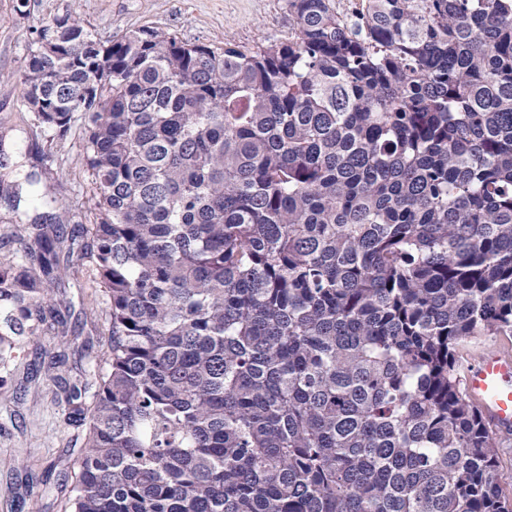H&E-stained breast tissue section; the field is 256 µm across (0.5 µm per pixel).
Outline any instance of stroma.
I'll return each instance as SVG.
<instances>
[{
	"instance_id": "stroma-1",
	"label": "stroma",
	"mask_w": 512,
	"mask_h": 512,
	"mask_svg": "<svg viewBox=\"0 0 512 512\" xmlns=\"http://www.w3.org/2000/svg\"><path fill=\"white\" fill-rule=\"evenodd\" d=\"M29 15L18 14L15 0H0V173L23 186L20 205L0 196V257L12 254L24 225L16 211L31 210L33 191L58 197L66 211V235H81L91 205L77 134L52 145L29 126L25 88L19 74L33 28L71 9L90 23L98 37H117L152 26L181 40L250 48L284 41L291 20L288 0H30ZM39 184H25L27 174ZM71 302L69 324L79 326L71 349L90 343L103 356L108 329L100 280L86 267L73 268L65 279ZM21 353L10 363V382L0 389V512H62L60 483L74 475L86 428L69 422L71 411L46 370L48 352L59 339L50 334L25 336Z\"/></svg>"
}]
</instances>
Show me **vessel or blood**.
Listing matches in <instances>:
<instances>
[{"label": "vessel or blood", "instance_id": "vessel-or-blood-1", "mask_svg": "<svg viewBox=\"0 0 512 512\" xmlns=\"http://www.w3.org/2000/svg\"><path fill=\"white\" fill-rule=\"evenodd\" d=\"M468 397L502 433L512 432V352L489 349L470 364L463 379Z\"/></svg>", "mask_w": 512, "mask_h": 512}]
</instances>
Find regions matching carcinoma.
<instances>
[{"mask_svg": "<svg viewBox=\"0 0 512 512\" xmlns=\"http://www.w3.org/2000/svg\"><path fill=\"white\" fill-rule=\"evenodd\" d=\"M288 11L247 49L68 10L29 41L108 309L64 512H512L459 356L512 336V0ZM55 219L0 259V366L65 325Z\"/></svg>", "mask_w": 512, "mask_h": 512, "instance_id": "1", "label": "carcinoma"}]
</instances>
